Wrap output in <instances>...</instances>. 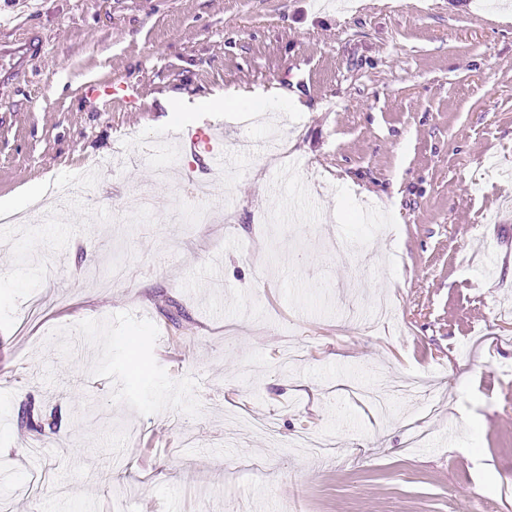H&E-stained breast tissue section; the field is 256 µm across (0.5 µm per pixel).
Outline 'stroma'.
I'll return each instance as SVG.
<instances>
[{
    "instance_id": "obj_1",
    "label": "stroma",
    "mask_w": 512,
    "mask_h": 512,
    "mask_svg": "<svg viewBox=\"0 0 512 512\" xmlns=\"http://www.w3.org/2000/svg\"><path fill=\"white\" fill-rule=\"evenodd\" d=\"M338 2L0 0V199L99 173L0 225V512H512V8ZM178 128L255 148L158 182ZM44 48L43 39L38 35H31L16 48L5 52L0 51V60L3 62L5 58H9V67H6L5 70L8 74H12L23 70L33 57L41 55ZM87 94L92 97H110L111 100L125 104L130 110H137L142 106L141 95L134 86L125 84L99 83L89 84ZM251 94L244 90H229L224 97H212L207 100L210 112H229L238 108L248 107L251 103Z\"/></svg>"
}]
</instances>
